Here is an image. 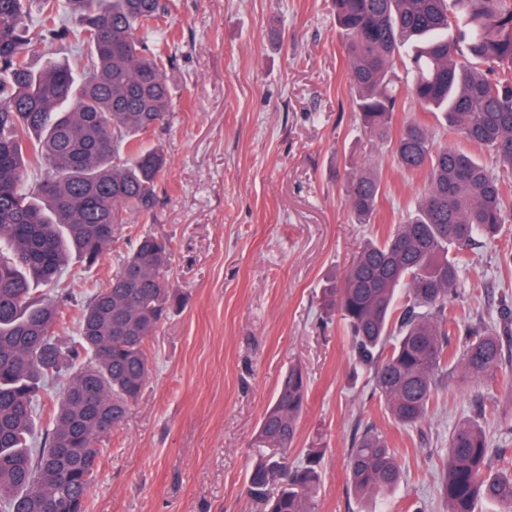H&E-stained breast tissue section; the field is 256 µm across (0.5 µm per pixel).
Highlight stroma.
<instances>
[{
    "label": "stroma",
    "mask_w": 512,
    "mask_h": 512,
    "mask_svg": "<svg viewBox=\"0 0 512 512\" xmlns=\"http://www.w3.org/2000/svg\"><path fill=\"white\" fill-rule=\"evenodd\" d=\"M166 23L179 36L167 67V124L144 134L167 171L152 220H132L99 263H69L79 300L106 287L142 234L172 243L170 284L181 304L147 341L152 373L121 427L99 444L84 512H261L245 493L262 453L259 422L291 364L310 391L300 439L318 431L329 448L316 512H444L437 478L448 431L478 407L491 444L512 467V361L491 387L454 372L418 428L396 424L369 375L352 372L338 325L320 319L324 276L343 273L365 237L400 223L423 190L389 144L359 129L334 0H173ZM379 166L374 223L348 213L347 172ZM512 251V222L474 249L457 316L490 317L505 352L512 331L494 316L512 279L497 268ZM383 432L403 479L393 493L361 499L349 483L356 429Z\"/></svg>",
    "instance_id": "stroma-1"
}]
</instances>
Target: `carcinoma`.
Returning <instances> with one entry per match:
<instances>
[{"mask_svg": "<svg viewBox=\"0 0 512 512\" xmlns=\"http://www.w3.org/2000/svg\"><path fill=\"white\" fill-rule=\"evenodd\" d=\"M334 6L367 135L383 137L403 90L496 159L488 166L437 145L434 128L411 116L391 152L423 191L322 289L323 312L347 333L391 418L414 428L448 374L460 368L489 383L505 360L483 319L461 322L451 308L468 251L512 220V0ZM167 12L166 0H0V512H82L98 439L123 424L151 373L145 342L181 302L169 285V239L145 233L111 284L79 305L77 336H52L62 308L77 302L62 287L69 256L94 267L117 240L111 227L156 208L167 160L142 135L172 102V37L159 29ZM58 44L75 65L48 58L32 67L34 55ZM381 187L369 169L350 176L346 203L357 223H374ZM451 335L462 346L451 347ZM60 377L51 425L38 434L41 394ZM307 394L304 370L291 366L261 419L259 437L277 454L253 465L247 493L263 512H314L326 446L316 437L290 461ZM495 457L480 422L454 425L439 481L448 512H476L482 499L512 512V468L490 471ZM348 470L362 494L402 480L394 448L371 427L350 449Z\"/></svg>", "mask_w": 512, "mask_h": 512, "instance_id": "obj_1", "label": "carcinoma"}]
</instances>
